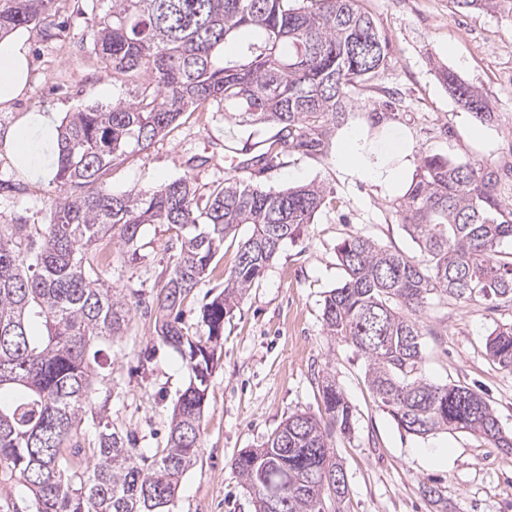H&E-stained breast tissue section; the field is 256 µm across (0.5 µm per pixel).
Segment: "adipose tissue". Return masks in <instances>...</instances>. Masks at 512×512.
Returning a JSON list of instances; mask_svg holds the SVG:
<instances>
[{"label": "adipose tissue", "instance_id": "ef3b65f1", "mask_svg": "<svg viewBox=\"0 0 512 512\" xmlns=\"http://www.w3.org/2000/svg\"><path fill=\"white\" fill-rule=\"evenodd\" d=\"M28 35L15 30L0 38V109L10 106L30 88ZM58 118L54 110L34 109L14 126L7 129L0 143L4 144L15 167L30 179L46 181L52 178L56 160ZM408 141L399 134H389L379 140H369L350 134L343 152L337 153L338 163L347 156L359 158L360 174L388 188L398 187L403 180V159L409 154Z\"/></svg>", "mask_w": 512, "mask_h": 512}]
</instances>
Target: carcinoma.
I'll use <instances>...</instances> for the list:
<instances>
[{
	"instance_id": "cac0c4a2",
	"label": "carcinoma",
	"mask_w": 512,
	"mask_h": 512,
	"mask_svg": "<svg viewBox=\"0 0 512 512\" xmlns=\"http://www.w3.org/2000/svg\"><path fill=\"white\" fill-rule=\"evenodd\" d=\"M61 0H0V35L30 24L56 28ZM359 0H106L92 11L94 53L126 96L108 107L66 114L59 126L57 195L44 221L15 214L0 224V472L18 479L34 512H173L179 485L200 448L210 378L224 319L264 274L286 241L300 237L325 204L309 184L272 191L226 178L207 194L184 177L114 194L101 177L131 152L147 151L186 112H222L240 127L272 126L246 166L268 170L291 151L315 156L345 120L351 94L386 70L390 44ZM463 10L496 11L502 0H453ZM439 78L465 110L485 119L486 97L456 73ZM512 164L459 163L425 154L394 206L423 260L362 234L336 246L342 282L323 303L327 335L366 359L372 394L404 432H466L512 453L483 396L420 374L423 321L435 297L512 306V202L501 193ZM146 224H165L176 254L151 303L155 332L191 370L174 404L167 444L151 455L133 432L112 423V380L100 372L99 340L125 335L138 293L103 279L96 245L127 254ZM248 224L224 290L201 309L192 331L182 305L205 281L226 238ZM493 364L512 370V323L485 342ZM324 415L296 413L264 447L232 469L256 499L277 497L279 512H326L348 483L330 431L353 428V409L324 376ZM94 440L81 441L87 420Z\"/></svg>"
}]
</instances>
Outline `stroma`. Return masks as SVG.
I'll return each mask as SVG.
<instances>
[{
    "instance_id": "stroma-1",
    "label": "stroma",
    "mask_w": 512,
    "mask_h": 512,
    "mask_svg": "<svg viewBox=\"0 0 512 512\" xmlns=\"http://www.w3.org/2000/svg\"><path fill=\"white\" fill-rule=\"evenodd\" d=\"M360 4L391 41L389 68L370 92L352 96L348 120L324 153H291L260 174L236 171L225 159L223 143L248 149L269 137V130L239 127L228 139L222 113L188 112L148 152L128 155L103 177L105 188L115 193L154 188L183 176L205 191L234 175L275 190L316 182L329 197L313 224L296 242L283 245L224 320L202 445L181 482L174 512H255L254 499L232 471V461L242 451L263 447L294 413L323 414L318 383L327 372L354 409L352 431L331 435L348 495L341 505H327V512H512V455L463 432L420 438L399 430L373 399L364 358L351 344L327 336L322 320L325 295L344 278L336 260L343 238L360 233L387 249L421 255L394 212L399 191L338 164V140L354 130L375 139L402 134L411 147L404 165L409 179L425 153L461 163L512 164V82L503 79L512 71V9L463 11L452 0ZM91 9V0H62L64 26L54 37L29 27L33 80L11 105L15 116L37 107L62 116L80 107L111 104L104 88L111 85L112 74L89 50ZM439 65L478 86L494 106L493 117L483 120L459 106L436 76ZM369 112L379 114L377 125L366 120ZM54 191L53 182L30 180L13 168L9 155L0 156V222L46 208ZM250 232L245 224L225 240L217 268L182 306L187 324L197 325L201 306L223 289L238 247ZM170 236L166 225H144L142 247L133 257L115 253L111 241L99 244L113 256L108 281L138 290L143 301L110 354L112 421L134 431L141 448L165 446L173 405L190 378L181 357L157 338L154 318L144 309L174 254ZM424 317L436 333L423 339L422 377L480 393L503 430L512 432V371L493 365L485 355L489 332L512 321V308L435 299ZM427 485L438 487L441 502L425 496Z\"/></svg>"
}]
</instances>
